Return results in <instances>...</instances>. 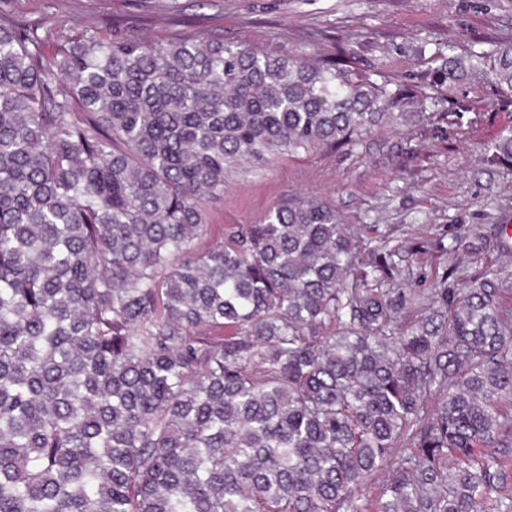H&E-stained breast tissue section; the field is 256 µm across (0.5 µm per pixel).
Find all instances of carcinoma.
<instances>
[{"label":"carcinoma","instance_id":"carcinoma-1","mask_svg":"<svg viewBox=\"0 0 512 512\" xmlns=\"http://www.w3.org/2000/svg\"><path fill=\"white\" fill-rule=\"evenodd\" d=\"M11 2L0 512H512L499 269L408 295L389 237L314 194L207 238L239 163L403 125L388 81L219 36L18 19ZM431 62L442 87L448 57ZM470 70L512 95V43ZM488 148L512 158V125Z\"/></svg>","mask_w":512,"mask_h":512}]
</instances>
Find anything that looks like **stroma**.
Here are the masks:
<instances>
[{
  "mask_svg": "<svg viewBox=\"0 0 512 512\" xmlns=\"http://www.w3.org/2000/svg\"><path fill=\"white\" fill-rule=\"evenodd\" d=\"M12 9L23 19L107 22L116 33L162 41L220 35L311 64L346 51L353 78L382 76L408 90L405 132L384 127L369 149L303 152L260 173L241 166L210 205L211 241L223 240L225 225L255 223L288 195L313 192L347 223L375 226L399 245L404 287H454L488 263L512 275V239L496 233L512 220V162L488 163L480 145L512 123V96L463 72L433 91L429 63L437 51L465 61L512 42V0H15ZM449 112L486 119L462 139ZM396 141L408 154L389 155Z\"/></svg>",
  "mask_w": 512,
  "mask_h": 512,
  "instance_id": "obj_1",
  "label": "stroma"
}]
</instances>
